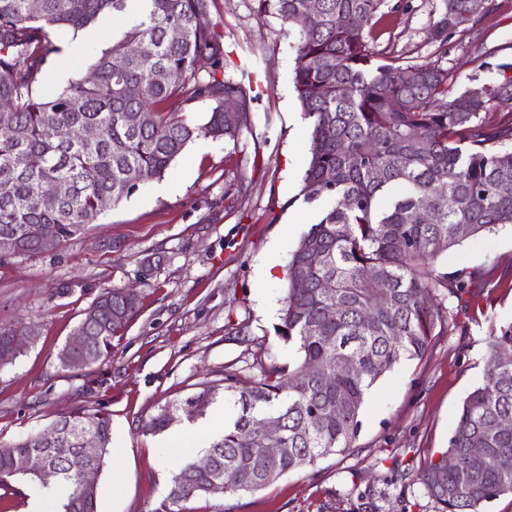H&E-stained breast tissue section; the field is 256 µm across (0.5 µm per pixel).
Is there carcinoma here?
<instances>
[{"label":"carcinoma","instance_id":"1","mask_svg":"<svg viewBox=\"0 0 512 512\" xmlns=\"http://www.w3.org/2000/svg\"><path fill=\"white\" fill-rule=\"evenodd\" d=\"M257 12L274 16L295 36L294 88L310 120L304 200H321L320 220L299 239L288 264V288L277 334L296 349L293 367L265 365L264 344L251 341L260 378L250 387L237 375L201 384L183 402L166 405L146 424L153 434L171 423V413L193 402L208 406L218 397L230 419L205 453L212 465L187 462L173 471L167 499L153 512L209 493L227 480L231 495L256 492L280 477L345 453L360 429L365 397L379 378L403 359H421L437 329L448 322L445 298L466 293L463 273L439 271L449 249L512 224V112L494 126L483 115L512 104V81L481 86L483 95L461 111L469 90L448 100L456 77L434 62L385 63L370 46L367 27L384 0H255ZM469 0H443L441 24L468 20ZM114 17L123 26L90 65L92 80H71L44 90L39 83L50 54L51 35L77 37ZM209 0H0V240L17 245L14 256L39 253L36 237L48 229L60 246L84 233L101 214V198L116 205L132 194L126 175L161 179L197 136L235 139L241 123H224V98L249 97L244 83L218 77L224 67V34L208 19ZM342 22H337V19ZM179 28L177 40L167 37ZM210 61L200 77L197 61ZM164 70L159 82L155 73ZM214 102L202 125L178 113L183 102ZM400 107H394V102ZM153 114L146 127L130 114ZM91 125L92 142L64 140L60 128ZM463 134V148L455 136ZM58 181L70 193L55 206L43 196ZM426 208H420V200ZM301 277L307 287H295ZM332 281L333 288L322 287ZM106 329L80 322L90 336L88 364L112 353V341L139 312L126 306L125 291L107 289L95 300ZM334 315H326L327 310ZM120 314L121 318L113 319ZM26 337L0 330V363L20 355ZM481 382L463 399L457 427L441 457L416 475L438 512H477L512 493V430L497 427L512 417V327L486 339ZM348 358L351 371L340 367ZM280 421L283 452L276 471L267 469L265 437L258 421ZM100 444L82 454L85 425ZM112 422L94 406L59 417L25 439L0 444V490L13 483H41L21 467L31 452L43 454L57 472L63 512H98V488L85 490L81 473L102 472L111 453ZM484 448L495 466L471 470L468 449ZM455 465L447 466L448 457Z\"/></svg>","mask_w":512,"mask_h":512}]
</instances>
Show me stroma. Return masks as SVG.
I'll use <instances>...</instances> for the list:
<instances>
[{"instance_id": "1", "label": "stroma", "mask_w": 512, "mask_h": 512, "mask_svg": "<svg viewBox=\"0 0 512 512\" xmlns=\"http://www.w3.org/2000/svg\"><path fill=\"white\" fill-rule=\"evenodd\" d=\"M443 0H384L369 27L382 60L436 61L455 91L512 79V0H483L470 20L444 32ZM224 34V72L252 74L257 100L238 141L201 136L162 179L139 183L65 245L0 263V327L31 340L0 367V442L20 440L58 415L98 403L112 418L117 452L97 477L99 512H154L173 470L163 434L144 424L161 407L233 366L240 385L259 376L252 351L230 336L247 325L281 366L297 358L275 334L287 265L321 202L300 191L310 122L297 99L293 40L254 0H210ZM274 263V275L263 269ZM439 268L473 272L462 298H447L448 328L424 358L387 371L369 392L349 452L328 456L255 493L200 495L181 512H437L415 480L448 446L463 398L479 381L486 338L512 326V228L464 241ZM131 289L137 316L104 360L61 368L59 349L103 289Z\"/></svg>"}]
</instances>
